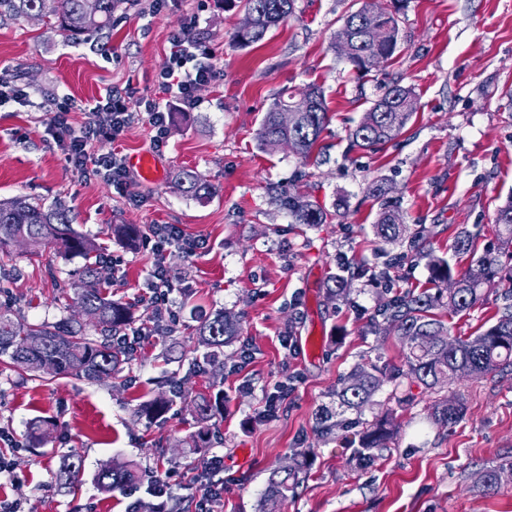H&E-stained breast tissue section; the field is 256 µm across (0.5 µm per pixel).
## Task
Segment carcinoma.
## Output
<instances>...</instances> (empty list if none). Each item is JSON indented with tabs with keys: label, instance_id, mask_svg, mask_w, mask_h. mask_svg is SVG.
Segmentation results:
<instances>
[{
	"label": "carcinoma",
	"instance_id": "obj_1",
	"mask_svg": "<svg viewBox=\"0 0 512 512\" xmlns=\"http://www.w3.org/2000/svg\"><path fill=\"white\" fill-rule=\"evenodd\" d=\"M242 3L251 28L235 32V40L242 46L256 43L280 22L292 14L295 0H224V4ZM123 0H100V15L95 27L102 28L112 19V13ZM378 7L368 0L348 14L336 33L338 54L358 72H368L388 61L397 50L399 28L395 13L378 7L381 17L378 29L368 31L361 23L369 7ZM29 16L37 13L51 18L61 30L73 39L90 29L83 18V0H0V13ZM286 102L303 108L299 122L292 129L279 123V109ZM416 101L412 88L394 85L375 100L361 122L350 132L352 145L371 147L395 138L415 112ZM330 122L323 91L310 86L299 94L281 93L275 98L264 117L260 137L266 146H277L283 140L295 143V152L302 161L310 159L319 138ZM176 182L182 191L195 198L213 193L212 187L199 175L188 169L180 170ZM274 202L288 211L295 224H324L326 211L303 196L286 191L274 194ZM499 244L493 251H485L472 258V264L463 274L454 272L449 261L429 256L431 278L445 287L436 293L406 292L389 300L382 315L395 325L406 342L404 365L393 370L389 379L400 385L409 379L427 389L448 381L457 374L483 376L512 365V198L496 212ZM376 234L386 242L408 240V250L419 253L423 231L408 232L403 215L385 210L381 213ZM17 243L26 244L31 253L48 249L80 257L84 264L77 270L74 300L86 319L64 318L56 322L33 323L24 316L0 309V364L33 373L35 379L46 382L55 378L73 377L89 383L112 379L122 373L132 353L112 344L114 333L134 322L132 305L112 299L108 291L109 278L104 276L103 247L93 238L76 231L68 211L46 207L27 196H15L0 202V259L11 253ZM508 284L509 293L500 316L494 324L474 337L451 338L450 328L435 310L448 301V312H466L480 301L483 287L492 282ZM236 318L226 312H217L201 322L196 329L199 346L204 348L203 362L221 365L224 345L238 336ZM375 366H358L347 382L336 391V407L325 406L318 412L319 428L330 433L342 426L348 412L362 413V409L380 390L384 380ZM186 398L181 390H174L171 398H158L137 408L139 416L158 419L170 410L173 398ZM224 399L216 394L210 399L199 395L194 409L202 420L223 406ZM462 415L459 404L445 403L434 412V421L442 426L456 423ZM394 434L393 418L386 415L365 423L358 432L359 447L353 449L354 458L367 465L372 461L371 450L385 448ZM82 457L74 452L63 459L57 478L72 485L80 480ZM300 470L289 469L285 474L274 472L267 482L265 512H277V507L288 498L301 481ZM137 478L130 466L106 464L96 475V483L104 492H112Z\"/></svg>",
	"mask_w": 512,
	"mask_h": 512
}]
</instances>
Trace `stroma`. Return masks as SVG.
<instances>
[{"label":"stroma","mask_w":512,"mask_h":512,"mask_svg":"<svg viewBox=\"0 0 512 512\" xmlns=\"http://www.w3.org/2000/svg\"><path fill=\"white\" fill-rule=\"evenodd\" d=\"M363 0H295L294 10L264 40L237 45L244 18L223 0H124L109 26L78 40L48 19L0 17V74L27 87L24 103H0V201L28 195L62 204L78 231L95 238L106 257L113 299L133 304L136 322L151 311L145 300L152 270L144 246L111 237L115 224H176L200 241L195 254L171 252L167 265L180 315L174 332L147 339L120 378L88 383L49 382L0 366V456L11 476L0 479V499L22 512H127L151 501L146 485L111 493L96 484L108 463L135 462L157 473L172 512H191L197 476L221 457L230 491L216 494L213 512H262L266 482L275 471L303 463L307 473L279 512H512V367L472 377L455 376L433 389L412 384L415 402L395 408L398 429L373 464L359 467L344 429L316 426L321 406L355 366L389 373L404 363L402 336L381 310L396 294L435 290L425 257L408 255L384 269L373 226L380 202L367 191L382 184L409 227L424 230L425 247L449 260L456 273L471 264L455 253L459 232L476 235L478 250L498 245L495 215L512 196V0H380L395 7L400 31L393 58L358 74L334 48L345 16ZM195 16L202 38L221 67L216 83L197 92L198 105L168 102L167 145L154 151L141 119L116 141L98 139L89 153L125 157L155 152L161 181L131 174L115 187L79 173L65 159L50 127L49 105L69 99L73 129L108 89L159 98L156 76L170 50L169 34ZM322 87L332 115L320 153L310 161L282 144H262L260 129L275 95L285 88ZM411 87L416 110L392 141L376 150L351 146L349 133L389 85ZM181 169L199 172L212 197L187 196L175 181ZM298 190L329 214L327 223H293L272 200L275 187ZM81 258L53 251L34 255L12 247L0 264V307L32 322L78 314L72 289L62 288ZM362 266L346 296L329 298L326 286L345 266ZM503 285L486 286L470 311L448 315L452 336H474L496 320ZM225 311L241 334L224 348L220 367L196 365V329L205 315ZM293 338L282 346L281 333ZM250 359H242V349ZM293 378L295 390L277 417L263 413V398ZM191 394L223 393L224 407L208 424L220 443L198 439L199 425L185 404L162 419L135 414L139 405L169 395L172 383ZM459 401L463 418L452 428L432 415L444 401ZM57 427L53 442L33 447L31 425ZM84 471L78 486L55 472L70 451ZM493 469L498 489L483 486Z\"/></svg>","instance_id":"obj_1"}]
</instances>
